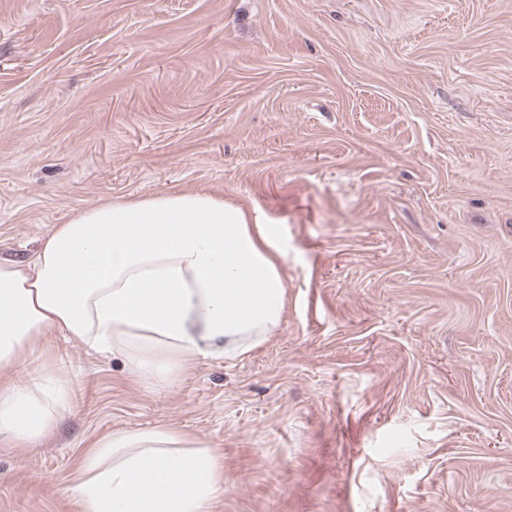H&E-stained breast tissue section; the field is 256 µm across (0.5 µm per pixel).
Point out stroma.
<instances>
[{
	"label": "stroma",
	"mask_w": 512,
	"mask_h": 512,
	"mask_svg": "<svg viewBox=\"0 0 512 512\" xmlns=\"http://www.w3.org/2000/svg\"><path fill=\"white\" fill-rule=\"evenodd\" d=\"M169 189L271 225L275 334L154 389L52 333L0 512H81L89 442L167 425L224 466L212 512H512V0H0V261Z\"/></svg>",
	"instance_id": "35a3bbf8"
}]
</instances>
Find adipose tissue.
<instances>
[{
	"mask_svg": "<svg viewBox=\"0 0 512 512\" xmlns=\"http://www.w3.org/2000/svg\"><path fill=\"white\" fill-rule=\"evenodd\" d=\"M282 262L269 225L207 193L165 191L76 212L32 262L0 261V440L38 442L69 402L63 378L12 383L35 338L52 331L112 352L166 387L273 336L285 305ZM70 489L83 512H210L224 467L204 437L130 428L84 450Z\"/></svg>",
	"mask_w": 512,
	"mask_h": 512,
	"instance_id": "1",
	"label": "adipose tissue"
}]
</instances>
